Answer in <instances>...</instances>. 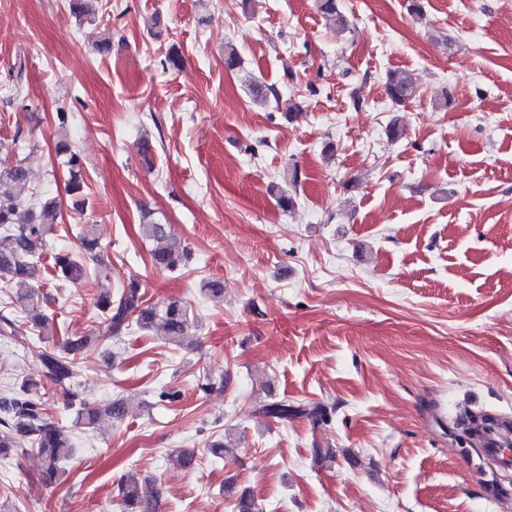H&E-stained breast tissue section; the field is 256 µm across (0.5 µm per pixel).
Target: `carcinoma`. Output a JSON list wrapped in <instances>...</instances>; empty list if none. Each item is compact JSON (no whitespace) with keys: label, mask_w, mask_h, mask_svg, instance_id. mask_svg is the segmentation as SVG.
Here are the masks:
<instances>
[{"label":"carcinoma","mask_w":512,"mask_h":512,"mask_svg":"<svg viewBox=\"0 0 512 512\" xmlns=\"http://www.w3.org/2000/svg\"><path fill=\"white\" fill-rule=\"evenodd\" d=\"M317 9L331 25L344 26L345 17L336 0H317ZM251 95L260 101L279 99L273 86L258 81L249 85ZM385 91L397 106H403L416 96V82L406 70L387 73ZM57 155L65 156L67 175L66 191L77 194L83 189L82 164L71 145L61 140L56 146ZM27 169L15 165L0 164V281L16 288V298L22 310L36 328L38 336H44L49 317L42 310L43 265L36 247L46 242L47 235L61 216V204L56 198L38 196L30 201L21 200L9 188L26 183ZM144 238L156 243L150 250V259L160 271H176L188 259L189 250L181 238L167 230V225L154 222L141 224ZM81 249L92 255L98 248L95 225L86 224L79 231ZM53 268L60 277L81 283L88 274L86 258L71 253L53 255ZM96 307L100 323L105 330L96 336H71L56 347L46 349L40 355L41 376L58 388L66 397L67 406L76 409V424L92 428L103 415L121 421L127 413L126 401L117 398L100 407L81 397L77 382L78 357L93 342L111 339L109 333L132 323L142 329L156 324L162 326L165 339L176 346L191 348L196 338L191 334L192 320L189 309L179 299H168L161 307L144 305L141 288L130 284L117 298L105 294L97 299ZM41 382L26 379L19 391L0 399V458L7 459L13 453H26L22 444L41 457L43 475L48 483L64 471V465L74 452V443L46 409ZM265 415L286 421L297 415L317 419L324 414L319 405L290 403L286 400L270 401L260 407ZM119 495L126 506H137L139 512H151L145 498V490L134 476L129 475L119 485Z\"/></svg>","instance_id":"obj_1"}]
</instances>
